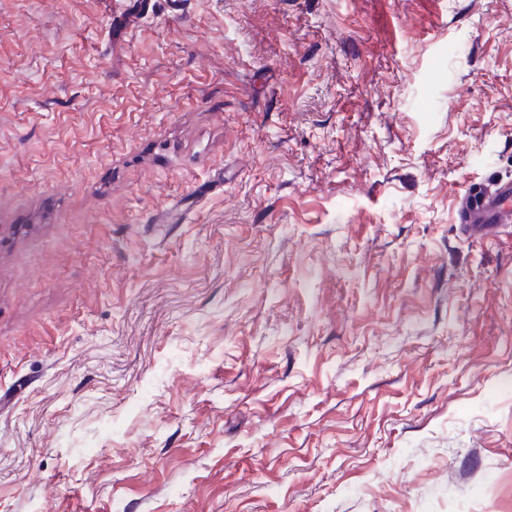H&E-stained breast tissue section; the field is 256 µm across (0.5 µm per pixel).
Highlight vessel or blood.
Masks as SVG:
<instances>
[{"label": "vessel or blood", "instance_id": "b4317fda", "mask_svg": "<svg viewBox=\"0 0 512 512\" xmlns=\"http://www.w3.org/2000/svg\"><path fill=\"white\" fill-rule=\"evenodd\" d=\"M457 213L458 222L468 236L480 239L493 236L500 225L512 222V183H469L457 204Z\"/></svg>", "mask_w": 512, "mask_h": 512}]
</instances>
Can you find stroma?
<instances>
[{
  "label": "stroma",
  "instance_id": "1",
  "mask_svg": "<svg viewBox=\"0 0 512 512\" xmlns=\"http://www.w3.org/2000/svg\"><path fill=\"white\" fill-rule=\"evenodd\" d=\"M512 0H0V512H512ZM512 183L471 182L457 204L458 224L468 237L494 236L501 224L512 222Z\"/></svg>",
  "mask_w": 512,
  "mask_h": 512
}]
</instances>
